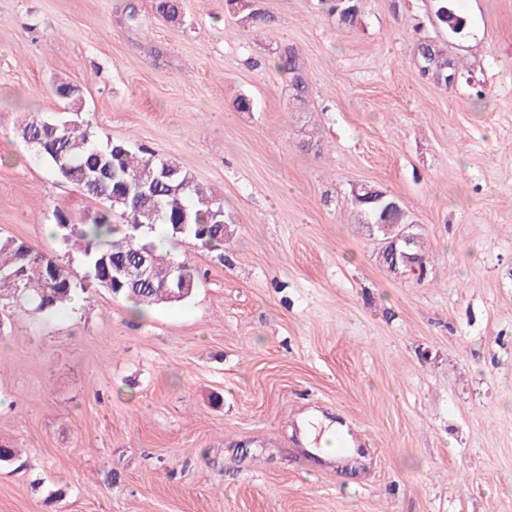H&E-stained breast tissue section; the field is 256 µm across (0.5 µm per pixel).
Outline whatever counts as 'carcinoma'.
Segmentation results:
<instances>
[{"label":"carcinoma","mask_w":512,"mask_h":512,"mask_svg":"<svg viewBox=\"0 0 512 512\" xmlns=\"http://www.w3.org/2000/svg\"><path fill=\"white\" fill-rule=\"evenodd\" d=\"M241 14L240 23L257 21L258 13L249 9L248 0H227ZM326 15L337 26H350L359 11L347 10L344 0H320ZM435 17L448 34L461 33L466 21L456 9L455 0H435ZM429 55L444 65L443 74L426 71L421 63L418 73L438 85L449 86L444 76L456 72L454 60L431 40L418 43L415 55ZM278 66L292 74L293 96L302 101L309 94L295 49L284 45L277 52ZM22 139L31 145L61 179L76 186L106 206L76 220L66 211L54 214L55 231L61 243L73 246L82 255L86 277L111 295L131 303L133 311L144 313L157 304L174 305L191 297L200 284L196 269L169 254L157 252L152 234L162 227L173 239L217 249L228 236L224 204L208 194L174 159L162 157L140 147L133 149L122 141L101 142L87 125L61 121L40 113L30 115L18 128ZM149 196L134 198L140 189ZM367 224H410L409 212L393 195L383 201L355 204ZM157 254L148 281L129 287L109 275L112 264L139 257L144 246ZM51 259L16 237H0V292L10 297L0 300L1 308H28L33 314H47L70 304L84 289L70 268L60 265L50 271Z\"/></svg>","instance_id":"carcinoma-1"}]
</instances>
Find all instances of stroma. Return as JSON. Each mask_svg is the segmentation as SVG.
Wrapping results in <instances>:
<instances>
[{"label": "stroma", "mask_w": 512, "mask_h": 512, "mask_svg": "<svg viewBox=\"0 0 512 512\" xmlns=\"http://www.w3.org/2000/svg\"><path fill=\"white\" fill-rule=\"evenodd\" d=\"M157 3L0 0V236L85 275L53 212L102 204L22 140L32 112L174 157L231 229L170 240L201 281L176 305L141 316L90 284L0 317V441L25 450L0 512H512V0H457L455 36L433 0H362L347 27L319 0H250L251 25L227 0ZM422 40L453 87L418 75ZM360 185L408 210L424 277L388 272ZM316 412L360 465L305 447ZM422 48L426 51V54L429 55L431 59H434L435 62H438L442 65H446L447 67L443 70V76L442 79L440 75L436 72L435 69H433L431 72H427L426 69H424L427 65L421 60V66H417L418 73L421 77H427L431 79L434 83L437 85H444L445 87L452 86L454 83L449 84L448 82H454L455 77L454 75L448 76V82L446 81V78L448 74L450 73H456V65L454 60L448 55V52L445 51L442 47H440L438 44H436L434 41L426 40L418 43L416 47L415 52V58L418 56L420 59H422ZM278 66L288 69L292 74L293 96L297 101H304L309 94V88L303 70L297 61L295 49L282 46L277 52Z\"/></svg>", "instance_id": "obj_1"}]
</instances>
